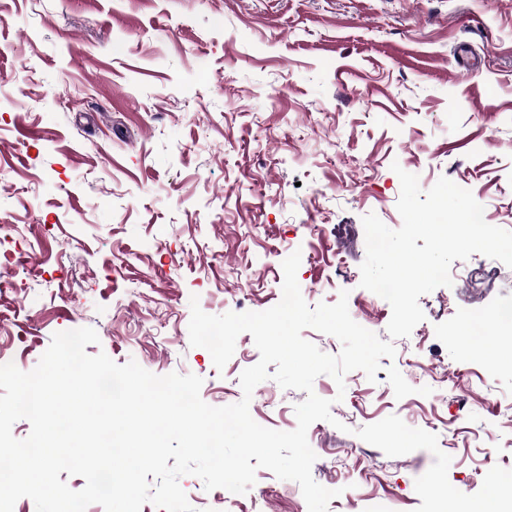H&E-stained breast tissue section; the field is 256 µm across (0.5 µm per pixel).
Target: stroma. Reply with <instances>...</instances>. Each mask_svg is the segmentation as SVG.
Segmentation results:
<instances>
[{"mask_svg":"<svg viewBox=\"0 0 512 512\" xmlns=\"http://www.w3.org/2000/svg\"><path fill=\"white\" fill-rule=\"evenodd\" d=\"M395 162L512 231V0H0V361L31 371L54 333L91 327L88 354L194 374L207 404L236 403L259 351L240 334L216 369L190 344V299L267 310L297 251L309 306L347 294L395 348L375 380L314 381L334 417L307 432L313 478L339 492L328 512L420 505L433 454L357 435L391 415L435 434L451 485L476 493L512 470V331L458 328L512 304V268L454 261L451 286L420 297L424 321L390 339V304L360 285L366 246L337 256L336 229L370 213L401 226ZM306 397L268 379L250 414L290 431ZM180 485L196 512H308L264 468L231 504Z\"/></svg>","mask_w":512,"mask_h":512,"instance_id":"35a3bbf8","label":"stroma"}]
</instances>
